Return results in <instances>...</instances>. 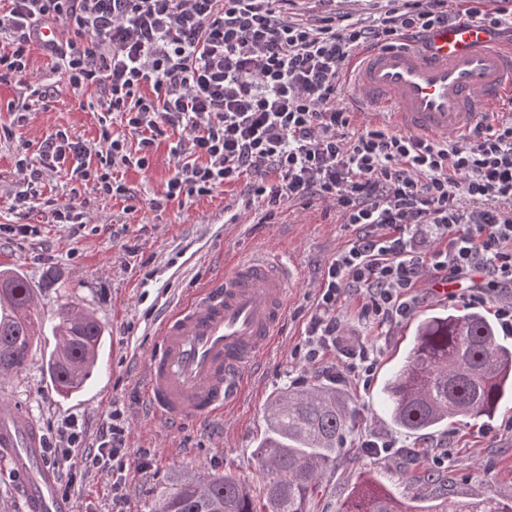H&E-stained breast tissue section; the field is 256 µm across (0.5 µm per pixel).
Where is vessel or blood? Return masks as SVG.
<instances>
[{"label":"vessel or blood","mask_w":512,"mask_h":512,"mask_svg":"<svg viewBox=\"0 0 512 512\" xmlns=\"http://www.w3.org/2000/svg\"><path fill=\"white\" fill-rule=\"evenodd\" d=\"M349 69L370 115L424 138L463 137L512 109V44L465 19L416 44L365 50ZM294 277L281 255L258 250L227 262L216 280L164 315L144 380L151 411L179 422L232 407L280 333ZM0 450L22 481L27 512H76L59 494L37 422L2 403Z\"/></svg>","instance_id":"1"}]
</instances>
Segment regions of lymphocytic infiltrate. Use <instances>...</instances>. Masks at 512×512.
<instances>
[{"label":"lymphocytic infiltrate","instance_id":"obj_1","mask_svg":"<svg viewBox=\"0 0 512 512\" xmlns=\"http://www.w3.org/2000/svg\"><path fill=\"white\" fill-rule=\"evenodd\" d=\"M0 11V81L15 78L27 124L53 95L30 70L32 52L63 76V91L98 94L90 143L60 129L18 153L17 208H47L52 223L82 224L74 203L42 200L45 173L128 201L120 169H146L171 140V177L152 209L185 204L245 182L240 209L273 217L285 203L331 205L348 244L321 270L303 344L313 366L336 344V310L363 295L362 317L408 318L426 273L460 280L481 273L512 288V112L461 138H420L344 100L346 66L367 47H397L456 21L455 0H385L374 14H288L291 0H7ZM55 37L44 40L42 29ZM127 429L118 413L85 445L67 422L48 451L66 476L84 465L113 477L112 512H125L120 478Z\"/></svg>","mask_w":512,"mask_h":512}]
</instances>
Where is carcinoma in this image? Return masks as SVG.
<instances>
[{"mask_svg":"<svg viewBox=\"0 0 512 512\" xmlns=\"http://www.w3.org/2000/svg\"><path fill=\"white\" fill-rule=\"evenodd\" d=\"M54 346L45 376L61 398L81 393L97 368L109 337L94 313L72 300L51 314ZM45 313L33 287L18 270L0 268V379L22 372L44 335ZM390 419L420 432L456 417L491 418L512 394V349L496 325L479 312H448L421 319L403 366L383 385ZM355 409L336 385L318 381L289 387L267 401L266 427L255 450L261 485L214 475L190 480L165 495L159 512H311L325 471L340 454L354 425ZM416 505L366 483L348 495L338 512H415ZM428 512H512V499L488 497L427 506Z\"/></svg>","mask_w":512,"mask_h":512,"instance_id":"carcinoma-1","label":"carcinoma"}]
</instances>
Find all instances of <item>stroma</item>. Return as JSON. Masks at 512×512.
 Instances as JSON below:
<instances>
[{
    "label": "stroma",
    "instance_id": "obj_1",
    "mask_svg": "<svg viewBox=\"0 0 512 512\" xmlns=\"http://www.w3.org/2000/svg\"><path fill=\"white\" fill-rule=\"evenodd\" d=\"M17 96L15 82L0 83V125L13 131L10 140H0V225L27 222L39 226L40 234L25 241L0 234V263L23 272L37 305L44 309H52L66 296L82 301L107 325L110 338L98 373L78 397L64 400L51 391L42 368L45 350L39 345L23 372L0 380V402L21 406L50 438L67 420L78 419L90 443L108 414L121 410L129 427L128 512H157L164 495L187 480L212 473L229 472L256 484L254 451L265 428L270 395L300 379L308 385L314 382V370L303 369L292 352L304 339L321 268L347 242L349 232L333 209L316 200L284 205L269 221L256 210L238 223H228L226 208L238 192L234 186L188 200L181 207L150 210V199L161 194L173 169L164 143L148 169L122 172L124 182L136 193L137 213L126 214L123 200L97 194L89 186L73 187L53 173L42 183L44 198L65 203L78 195L86 202V224L77 229L47 223L37 213L23 215L13 208L14 156L21 145H39L60 127L92 141L99 135V126L87 108L96 98L94 90L61 95L24 126L15 125L8 110ZM133 246L138 254H130ZM255 247L280 252L301 268L302 277L289 292L285 323L250 374L247 391L223 418L211 422L186 420L173 425L150 415L142 383L157 346L159 320L193 288L218 273L225 256ZM480 282L476 274L462 280L461 298L444 303L435 298L431 278H424L413 314L392 325L358 316L357 296L343 301L341 344L325 350L322 365L336 363L343 349L364 342L376 347L377 366L369 384L350 378L340 383L359 418L344 435L336 464L323 479L315 512H338L348 492L367 479L404 499L419 496V489L403 477L410 468L442 475L443 494L451 500L512 498V399L492 419L463 418L422 437L390 422L380 393L383 381L407 356L420 318L460 310L493 319L499 307L512 302L508 290L479 292ZM375 436L396 440L398 446L381 455L361 453L362 442ZM405 447H423L430 455L410 459L401 453ZM69 498L77 512H111V479L100 472L78 477Z\"/></svg>",
    "mask_w": 512,
    "mask_h": 512
}]
</instances>
